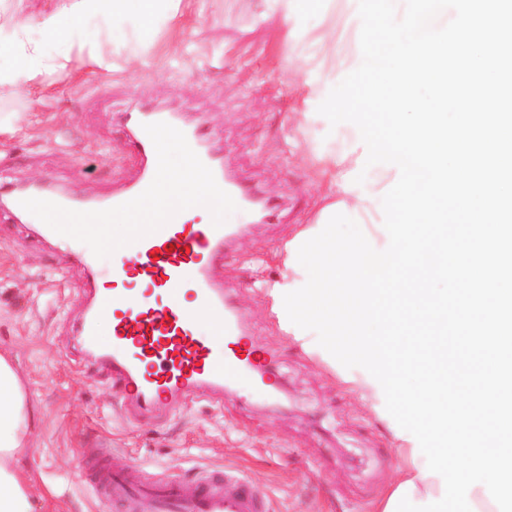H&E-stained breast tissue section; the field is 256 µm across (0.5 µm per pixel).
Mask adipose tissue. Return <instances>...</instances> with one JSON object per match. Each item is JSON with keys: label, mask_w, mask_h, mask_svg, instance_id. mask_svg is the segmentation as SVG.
I'll use <instances>...</instances> for the list:
<instances>
[{"label": "adipose tissue", "mask_w": 512, "mask_h": 512, "mask_svg": "<svg viewBox=\"0 0 512 512\" xmlns=\"http://www.w3.org/2000/svg\"><path fill=\"white\" fill-rule=\"evenodd\" d=\"M261 21H280L285 29V41L290 49L287 61L301 57L312 60L300 111L304 118L298 125L304 135V144L310 157L315 158L328 182V191L322 198L323 206L345 204L347 210L359 217L375 211L374 202L361 199L362 191L375 194L392 183L396 169L376 167L373 178L367 179L364 189H347L345 176L356 167L357 153L353 148L356 136L338 133L327 146H320L307 127L311 120L307 113L310 103L322 98L328 82L343 71L360 66V59L339 60L331 70H324L317 58L326 54L322 40H309L316 21L330 17L333 0H261ZM182 0H59L58 4L36 16L15 15L11 31L0 35V90L32 100L42 93L38 78L53 62V43L67 38L70 52L86 56L100 68L109 63L99 50L101 40L116 41L129 49L132 59L143 58L151 47L156 31L175 24L181 15ZM92 20L97 30L85 28ZM33 430L26 397L18 375L6 356L0 355V512H34L31 486L32 476L21 466ZM399 459L397 484L413 482L414 500L440 498V478L423 476L425 456L413 453V442L394 437Z\"/></svg>", "instance_id": "1"}]
</instances>
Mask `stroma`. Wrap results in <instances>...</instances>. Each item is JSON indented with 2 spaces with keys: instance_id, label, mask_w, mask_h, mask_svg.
<instances>
[{
  "instance_id": "obj_1",
  "label": "stroma",
  "mask_w": 512,
  "mask_h": 512,
  "mask_svg": "<svg viewBox=\"0 0 512 512\" xmlns=\"http://www.w3.org/2000/svg\"><path fill=\"white\" fill-rule=\"evenodd\" d=\"M181 10L180 25L157 32L147 64L128 62L121 48L107 70L74 56L65 69L48 67L40 98L0 95V113L27 115L0 131V189L43 181L101 196L136 174L125 121L135 106L200 124L223 147L227 174L275 207L266 223L244 224L216 275L280 390L267 402L228 391L220 407L196 400L172 419L131 421L70 332L86 272L0 210V354L32 410L22 462L32 497L55 512H98L78 471L77 450L91 442L144 476L189 482L202 470L241 471L267 491L272 512H370L394 479L391 436L359 394L292 342L266 294L282 274L277 250L325 191L297 131L305 69L284 65V32L259 23L258 0H183Z\"/></svg>"
}]
</instances>
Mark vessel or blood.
<instances>
[{"mask_svg": "<svg viewBox=\"0 0 512 512\" xmlns=\"http://www.w3.org/2000/svg\"><path fill=\"white\" fill-rule=\"evenodd\" d=\"M164 122L178 128L217 184L249 209L250 192L224 172L199 127L182 123L175 112L146 108L133 117V147L140 169L125 188L97 198L55 195V203L76 211H97L123 204L144 192L157 170V153L144 127ZM239 230L235 221L180 223L171 219L158 231L128 245L123 263L97 258L76 247L71 238L43 227L44 236L75 254L90 273L81 315L74 325L80 351L105 371V384L126 390L131 415L154 413L173 418L186 402L199 398L223 401L235 389L264 400L271 394L261 372L263 354L248 340L238 310L224 295L214 271L224 248ZM187 289L181 299L179 289ZM79 473L103 507L122 512H266L264 491L234 473L203 471L195 488L174 475L154 482L132 479L131 470L106 459L96 445L81 448Z\"/></svg>", "mask_w": 512, "mask_h": 512, "instance_id": "1", "label": "vessel or blood"}]
</instances>
